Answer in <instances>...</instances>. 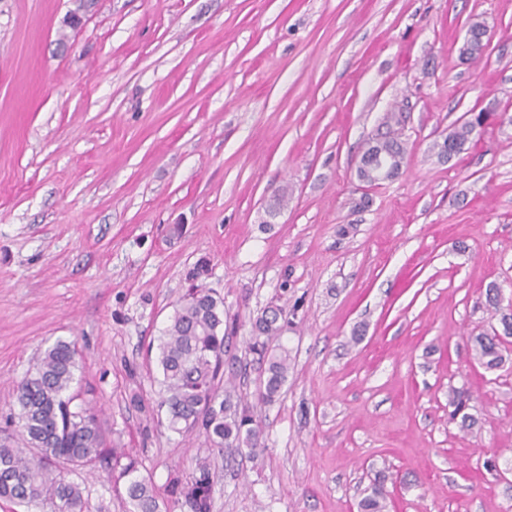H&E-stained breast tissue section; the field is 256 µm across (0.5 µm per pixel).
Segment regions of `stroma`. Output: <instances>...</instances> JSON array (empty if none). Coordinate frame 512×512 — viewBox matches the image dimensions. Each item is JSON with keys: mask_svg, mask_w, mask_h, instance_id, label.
Returning a JSON list of instances; mask_svg holds the SVG:
<instances>
[{"mask_svg": "<svg viewBox=\"0 0 512 512\" xmlns=\"http://www.w3.org/2000/svg\"><path fill=\"white\" fill-rule=\"evenodd\" d=\"M473 109L481 137L438 161ZM391 110L403 171L359 191ZM492 283L512 304V0H0V444L62 340L75 406L172 512L206 456L211 512H360L382 472L385 512H512V342L493 371L471 350ZM194 284L224 301L231 404L259 431L220 456L157 406L151 345ZM272 303L290 367L266 403L246 345ZM67 478L83 512H125L107 471ZM486 25L482 21H473L467 30L468 37L463 45L462 53L471 59H479L487 45V41L484 40V28Z\"/></svg>", "mask_w": 512, "mask_h": 512, "instance_id": "35a3bbf8", "label": "stroma"}]
</instances>
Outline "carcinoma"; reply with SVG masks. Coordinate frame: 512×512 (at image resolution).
Returning a JSON list of instances; mask_svg holds the SVG:
<instances>
[{"label": "carcinoma", "mask_w": 512, "mask_h": 512, "mask_svg": "<svg viewBox=\"0 0 512 512\" xmlns=\"http://www.w3.org/2000/svg\"><path fill=\"white\" fill-rule=\"evenodd\" d=\"M485 24L469 25L462 53L480 58L486 47ZM488 119L480 111L453 125L442 141L434 144L440 159L453 158L471 140L476 127ZM386 131L368 143L364 155L382 151L406 159V142L401 122L394 112L385 116ZM486 302L501 313L502 331L475 337V360L494 370L504 362L503 337L512 336V312L500 307L496 285L486 289ZM279 312H263L255 323L256 336L249 351L268 357L261 396L273 400L288 375V352L268 354V340L282 329ZM158 360L162 368L159 407L167 408L168 428L183 432L199 427L219 454L241 439L253 441L257 430L250 427L246 413H230L228 399L220 397L224 378V301L212 292L197 288L183 297L162 336L158 338ZM77 368V350L69 342L58 341L35 360L32 372L18 385L15 401L19 408L22 436L32 451L0 446V500L23 512H83V495L78 485L67 480L60 465L93 470L107 466L112 478L123 483L127 512H162L149 479L143 476L131 455L112 450L107 454L104 435L94 414L72 406L68 391ZM210 458L199 461L197 472L185 483L177 480L179 496L191 512H210Z\"/></svg>", "instance_id": "obj_1"}]
</instances>
